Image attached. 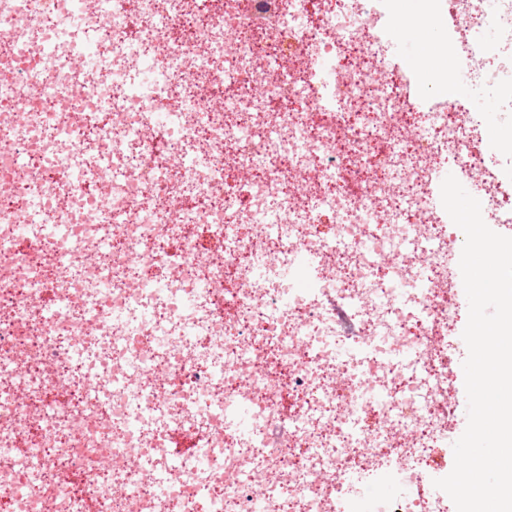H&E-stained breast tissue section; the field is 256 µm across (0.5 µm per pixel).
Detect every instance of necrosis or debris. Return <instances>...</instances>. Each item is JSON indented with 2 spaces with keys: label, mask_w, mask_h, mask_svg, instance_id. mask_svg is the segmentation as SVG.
<instances>
[{
  "label": "necrosis or debris",
  "mask_w": 512,
  "mask_h": 512,
  "mask_svg": "<svg viewBox=\"0 0 512 512\" xmlns=\"http://www.w3.org/2000/svg\"><path fill=\"white\" fill-rule=\"evenodd\" d=\"M423 2L511 113L512 0ZM104 5L0 0L5 512H252L258 491L266 512H366L405 474L421 492L375 512H451L430 341L461 319L460 268L426 175L470 174L481 117L407 94L394 0ZM489 164L482 217L510 225L512 146ZM240 407L252 432L227 424ZM178 434L196 452L176 461Z\"/></svg>",
  "instance_id": "1"
}]
</instances>
